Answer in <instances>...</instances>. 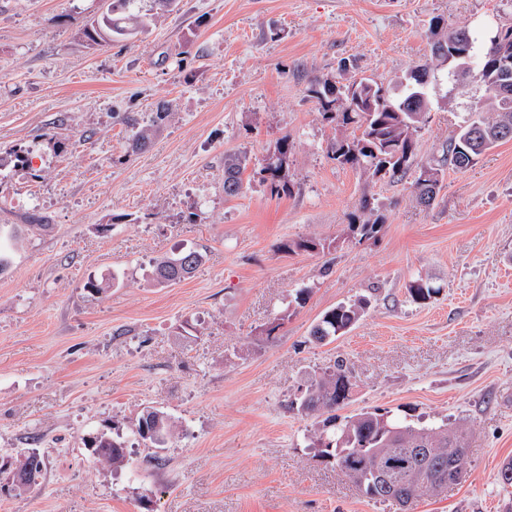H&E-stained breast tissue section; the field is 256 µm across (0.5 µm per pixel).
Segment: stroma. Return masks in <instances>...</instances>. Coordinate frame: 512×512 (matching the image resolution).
I'll list each match as a JSON object with an SVG mask.
<instances>
[{
  "instance_id": "stroma-1",
  "label": "stroma",
  "mask_w": 512,
  "mask_h": 512,
  "mask_svg": "<svg viewBox=\"0 0 512 512\" xmlns=\"http://www.w3.org/2000/svg\"><path fill=\"white\" fill-rule=\"evenodd\" d=\"M103 0H0V225L26 226L0 276V455L36 450L43 475L0 512H400L311 449L320 418L290 406L308 373L344 360L345 414L448 421L469 437L458 484L413 512H512V141L446 168L430 206L410 184L443 158L483 98L438 75L406 179L328 155L337 135L314 79L390 93L429 62V23L483 35L512 0H179L130 40L81 39ZM171 115L142 151L134 116ZM289 143L287 195L261 170ZM248 159L224 194V157ZM371 210H364L363 201ZM374 237L348 226L371 216ZM311 239L314 252H283ZM203 261L159 287L155 260ZM107 282L88 292V279ZM436 292L417 304L415 279ZM311 293L292 301L296 289ZM366 299L344 336L310 330ZM148 407L176 426L116 467L84 445L129 434Z\"/></svg>"
}]
</instances>
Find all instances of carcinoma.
Masks as SVG:
<instances>
[{"label":"carcinoma","mask_w":512,"mask_h":512,"mask_svg":"<svg viewBox=\"0 0 512 512\" xmlns=\"http://www.w3.org/2000/svg\"><path fill=\"white\" fill-rule=\"evenodd\" d=\"M140 0H107L101 15L84 29L89 45L100 46L115 38H127L145 26L140 20ZM434 40L432 56L438 65L458 67L466 60L475 62V75L484 84L486 97L478 102L456 136L448 142L450 165L466 169L484 152L512 140V23L500 26L485 45L478 48L463 28L450 27L437 19L431 24ZM435 77L425 64L408 73L403 94L393 97L383 87L366 79H353L336 90V84L315 82L310 92L317 99L325 119L341 126L351 125L357 134L337 138L330 145L331 158L349 165L371 178L402 180L413 163L415 135L426 121L429 101L427 88ZM288 139L276 148L270 162L262 168L268 174L271 193L290 192L284 170L288 165ZM247 158L230 155L224 158V195L235 197L243 189V173ZM442 169L423 167L412 187L423 204H430L441 182ZM381 220L376 218L349 225L353 235L369 238L378 232ZM20 232L0 229V275L11 265L9 243L19 239ZM203 256L186 250L162 256L154 262L156 285H173L193 273ZM415 303H423L435 293L429 282L418 278L408 288ZM361 301L339 303L327 310L311 330L318 343L331 342L347 333L360 319ZM355 386L353 376L337 362L314 373L298 405L306 415H326L322 431L312 440L317 457L334 464L363 495L374 502H395L406 498L416 502L420 497L439 493L441 484L454 485L463 474L454 463L468 457V436L460 427L446 422L411 424L388 414L361 412L340 416L336 411L349 402ZM174 423L159 410L144 409L132 427L133 435L148 447L160 448L172 435ZM95 457L114 466L123 464L127 441L101 434L88 441ZM417 448L431 449L429 459L419 457ZM32 470L35 485L43 472V461L32 452L16 460L0 458V471L6 467Z\"/></svg>","instance_id":"cac0c4a2"}]
</instances>
